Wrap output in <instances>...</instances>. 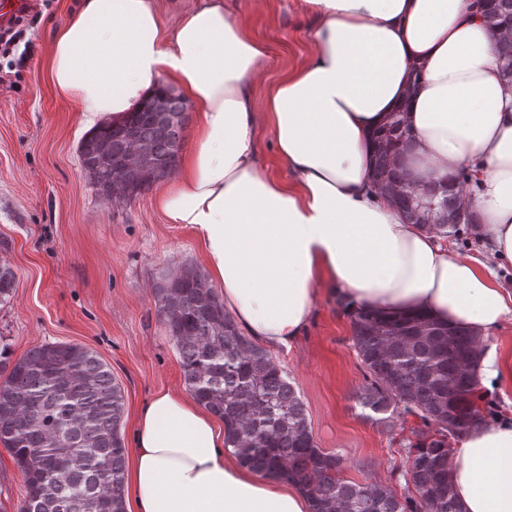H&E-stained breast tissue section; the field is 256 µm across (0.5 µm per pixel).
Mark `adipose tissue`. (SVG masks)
<instances>
[{
  "mask_svg": "<svg viewBox=\"0 0 512 512\" xmlns=\"http://www.w3.org/2000/svg\"><path fill=\"white\" fill-rule=\"evenodd\" d=\"M312 50L271 91L266 117L287 176L254 141L253 78L265 44L224 0H194L175 29L154 0H82L56 30L58 92L87 127L120 122L163 87L198 114L179 177L156 204L194 231L224 310L249 336L289 346L320 287L348 312L425 313L487 334L512 292L476 256L409 223L373 178L377 134L393 113L410 132L408 164L426 180L473 171L461 206L485 252L512 263V83L477 0H304ZM449 479L461 512H512V421L473 427ZM127 512H310L293 484L228 456L207 409L164 390L135 419Z\"/></svg>",
  "mask_w": 512,
  "mask_h": 512,
  "instance_id": "obj_1",
  "label": "adipose tissue"
}]
</instances>
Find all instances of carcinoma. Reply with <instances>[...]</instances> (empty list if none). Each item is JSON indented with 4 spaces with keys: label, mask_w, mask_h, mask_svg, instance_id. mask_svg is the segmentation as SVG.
Segmentation results:
<instances>
[{
    "label": "carcinoma",
    "mask_w": 512,
    "mask_h": 512,
    "mask_svg": "<svg viewBox=\"0 0 512 512\" xmlns=\"http://www.w3.org/2000/svg\"><path fill=\"white\" fill-rule=\"evenodd\" d=\"M482 15L494 33L512 27V0H490ZM499 54L503 76L512 81V38L500 40ZM157 96L168 97L175 119L152 111L148 100L121 123L103 124L82 139L81 164L95 172L102 197L112 198V182L98 167L101 150L118 159L131 142L146 140L165 160L181 147L185 103L164 89ZM410 140L401 113H394L378 136L381 189L400 186L394 205L411 221L421 215L433 233L458 240L474 231L476 216L458 202L473 175L431 180L418 191L405 186L402 160ZM14 292V273L1 267L0 303ZM153 294L189 391L224 421V448L241 465L294 482L312 512H460L448 482V447L498 416L474 379L480 339L471 330L450 331L423 315L396 318L371 309L352 315V340L366 370L358 400L368 419L387 427L407 415L420 420L405 438L408 489L399 495L382 483L339 476L342 457L316 446L304 403L285 372L240 332L194 267L159 279ZM124 410L112 368L82 345L44 344L13 364L0 350V445L25 477L19 512H125Z\"/></svg>",
    "instance_id": "obj_1"
}]
</instances>
